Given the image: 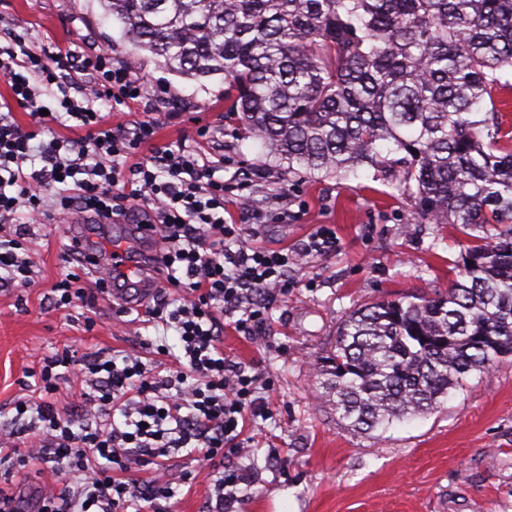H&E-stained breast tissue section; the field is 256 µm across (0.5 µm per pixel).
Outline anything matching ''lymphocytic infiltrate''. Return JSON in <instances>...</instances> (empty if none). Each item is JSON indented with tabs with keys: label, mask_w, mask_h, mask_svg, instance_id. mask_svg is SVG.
<instances>
[{
	"label": "lymphocytic infiltrate",
	"mask_w": 512,
	"mask_h": 512,
	"mask_svg": "<svg viewBox=\"0 0 512 512\" xmlns=\"http://www.w3.org/2000/svg\"><path fill=\"white\" fill-rule=\"evenodd\" d=\"M0 81L9 90L0 101V288L36 284L17 217L46 224L57 210L149 224L162 244L159 274L178 297L158 293L145 321L174 329L181 347L173 357L146 338L141 355L45 359L33 397L15 403L33 436L21 444L1 432L0 464L51 459L66 487L41 486L37 512H173L179 487L193 480L169 466L172 451L184 449L213 464L208 499L215 512H232L245 475L223 461L241 454V424L261 415L272 385L225 356L222 319L243 333L263 325L265 294L287 293L289 269L335 248V231L320 227L299 252L248 244L244 225L224 217L223 161L159 147L154 119L105 124L103 105L133 101L143 89L132 66L105 49L65 57L8 28ZM48 98L55 109H46ZM15 106L29 125L14 119ZM62 113L79 136L51 133ZM64 368L79 386L68 412L57 405Z\"/></svg>",
	"instance_id": "obj_1"
}]
</instances>
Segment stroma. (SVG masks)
Segmentation results:
<instances>
[{"label":"stroma","instance_id":"1","mask_svg":"<svg viewBox=\"0 0 512 512\" xmlns=\"http://www.w3.org/2000/svg\"><path fill=\"white\" fill-rule=\"evenodd\" d=\"M98 0H0V16L19 33L67 53L108 48L133 62L145 83L141 98L118 105L106 120L128 126L156 118L158 142L201 145L224 160L225 182L246 191L225 197V217L241 224L242 196L264 209H287L284 224L266 225L263 246L291 250L320 226L336 233L334 251L304 259L287 294H273L267 322L248 334L224 333V352L273 383L263 416L248 419L252 442L227 465L249 475L237 512H512V356L487 375L472 374L443 406L359 434L320 403L314 367L354 307L396 294L444 291L458 277L471 238L458 224H418L404 194L361 167L348 179L288 172L268 158L263 142L224 115V81L172 74L147 51L135 50L119 23L103 19ZM208 128L198 140V128ZM72 215L30 227L29 255L38 284L0 291V431L20 430L13 403L29 396L31 372L63 352H138L144 328L136 312L117 315L109 293L93 308L58 310L51 287L70 270L67 228ZM94 328H87L86 319ZM49 463L32 461L0 477L30 508L40 486L55 482Z\"/></svg>","mask_w":512,"mask_h":512}]
</instances>
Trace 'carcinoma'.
<instances>
[{
  "label": "carcinoma",
  "instance_id": "1",
  "mask_svg": "<svg viewBox=\"0 0 512 512\" xmlns=\"http://www.w3.org/2000/svg\"><path fill=\"white\" fill-rule=\"evenodd\" d=\"M181 77L224 79L228 112L288 171L368 166L420 224L476 235L434 295L349 311L315 396L354 431L427 414L512 355V0H100Z\"/></svg>",
  "mask_w": 512,
  "mask_h": 512
}]
</instances>
